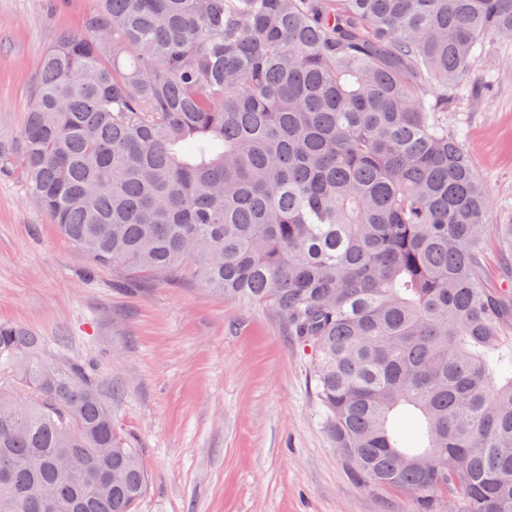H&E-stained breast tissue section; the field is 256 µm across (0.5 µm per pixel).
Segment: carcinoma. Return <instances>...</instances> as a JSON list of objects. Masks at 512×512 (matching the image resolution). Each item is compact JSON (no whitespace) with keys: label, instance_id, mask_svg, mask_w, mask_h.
I'll return each mask as SVG.
<instances>
[{"label":"carcinoma","instance_id":"1","mask_svg":"<svg viewBox=\"0 0 512 512\" xmlns=\"http://www.w3.org/2000/svg\"><path fill=\"white\" fill-rule=\"evenodd\" d=\"M84 30L40 59L0 175L94 264L276 312L366 491L512 512V224L448 131L512 0H99ZM39 346L0 325V512H137L106 391Z\"/></svg>","mask_w":512,"mask_h":512}]
</instances>
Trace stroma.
Listing matches in <instances>:
<instances>
[{
	"instance_id": "stroma-1",
	"label": "stroma",
	"mask_w": 512,
	"mask_h": 512,
	"mask_svg": "<svg viewBox=\"0 0 512 512\" xmlns=\"http://www.w3.org/2000/svg\"><path fill=\"white\" fill-rule=\"evenodd\" d=\"M98 0H0V140L16 139L38 62L83 31ZM491 197L512 224V40L487 37L448 105ZM0 322L38 336L39 358L86 360L110 383L112 420L140 450L139 512H410L350 480L325 427L309 359L271 310L91 265L32 199L0 176Z\"/></svg>"
}]
</instances>
